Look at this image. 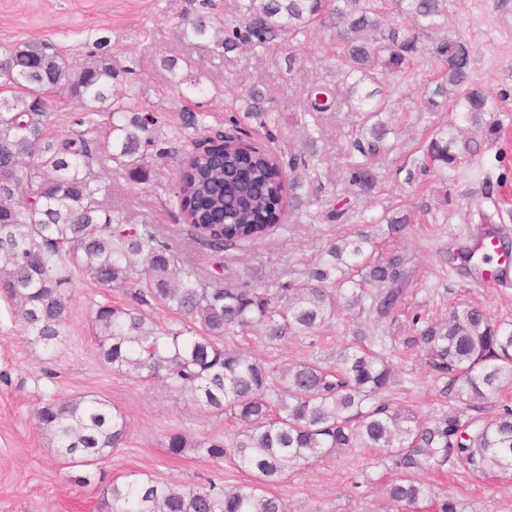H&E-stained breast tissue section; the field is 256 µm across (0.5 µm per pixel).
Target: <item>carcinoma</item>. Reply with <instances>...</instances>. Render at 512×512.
I'll use <instances>...</instances> for the list:
<instances>
[{
  "instance_id": "obj_1",
  "label": "carcinoma",
  "mask_w": 512,
  "mask_h": 512,
  "mask_svg": "<svg viewBox=\"0 0 512 512\" xmlns=\"http://www.w3.org/2000/svg\"><path fill=\"white\" fill-rule=\"evenodd\" d=\"M240 25L183 20L178 37L196 41L214 56L240 46L285 43L312 24L336 30V55L350 83L339 94L314 85L306 108L317 112L347 106L357 113L352 146L361 160L349 167L348 187L368 194L378 185L375 161L385 151L386 126L374 120L386 111L387 78L403 74L427 55L441 75L426 98L429 111L448 109L427 147L430 167L451 165L476 148L459 143L460 125H478L498 111L487 91L471 81L474 51L448 38L428 48V34L448 19V0H243ZM118 70L108 51L76 65L49 40H28L0 52V290L14 307L28 341L51 352L70 322L63 285L74 271L104 288H128L136 304H96L92 332L99 359L115 372L159 382L195 406L226 415L235 431L190 441L166 437L168 452L199 450L214 461L231 460L252 483L228 487L214 479L187 485L129 475L105 484L108 512H288L270 491L313 459L366 449L386 455L398 471L387 484L388 508L457 512L420 477L464 463L478 472L512 477V406L495 418L467 415L476 403L512 388V324L492 320L478 306L454 307L444 319L408 320V334L386 336L411 278L404 256L382 257L378 242L356 232L332 243L325 257L279 288L260 282L226 287L224 264L204 276L186 266L151 224H127L103 200L106 186L96 168L110 162L137 183L149 180L148 150L170 148L156 138V115L140 93L113 88ZM64 92L80 109L103 118L105 136L83 133L58 139L46 133L49 102ZM262 95L249 93L246 112L267 126ZM248 166L262 182L224 190V178ZM298 181L261 149L224 154L221 149L188 154L176 203L194 238L216 253L256 242L280 227L283 198L298 201ZM155 302L180 316L160 325L141 309ZM364 325L336 363L302 360L270 366L226 343L256 327L267 341L312 336L343 313ZM418 350L440 393L465 408L421 417L395 400L387 343ZM39 427L71 467L94 466L112 456L129 436L125 416L93 395L38 403Z\"/></svg>"
}]
</instances>
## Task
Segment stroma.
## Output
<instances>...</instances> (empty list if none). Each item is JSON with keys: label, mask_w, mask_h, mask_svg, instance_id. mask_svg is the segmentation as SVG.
<instances>
[{"label": "stroma", "mask_w": 512, "mask_h": 512, "mask_svg": "<svg viewBox=\"0 0 512 512\" xmlns=\"http://www.w3.org/2000/svg\"><path fill=\"white\" fill-rule=\"evenodd\" d=\"M220 16L238 20L237 0H0V47L29 38L46 39L70 62L107 46L121 73L117 90L138 86L141 102L159 119V138L184 131L185 137L165 158H153L151 179L135 183L105 174L106 201L122 210L128 223L152 224L185 260L207 272L224 263V282L280 284L317 263L330 241L359 228L385 238L386 250L404 254L413 272L405 303L406 316L436 318L454 304L483 307L498 321L512 323V278L499 287L477 285L461 257L480 211L495 212L509 230L512 243V0H448L443 35L467 39L474 49L472 78L493 95L500 110L501 131L481 140L476 153L455 168L423 172V149L447 112H430L425 94L437 73L435 62L406 77L390 80L384 121L397 128L389 136V152L380 157L379 183L369 195L352 193L346 176L358 157L347 136L353 115L348 110L305 111L311 84L342 87L336 67V46L322 27L300 34L286 45L234 51L217 59L203 47L180 41L181 18ZM180 60L181 76H196L202 94L175 87L162 61ZM259 90L263 107L276 119L263 129L244 111V101ZM207 113L208 125L219 130L240 128L275 152L282 166L304 157L297 168L303 203L286 208L282 224L270 237L247 242L215 256L192 240L172 199L179 170L193 142L192 115ZM81 114L67 96L50 102L48 130L58 138L78 131L97 136L92 124H79ZM341 220H329L333 209ZM407 216L406 229L387 237L383 216ZM71 319L64 342L53 352L30 344L10 301L0 293V512H98L100 490L113 478L145 473L164 482L194 483L211 477L224 485L248 483L249 476L228 462L217 464L189 451L170 455L165 436L181 432L195 439L224 433V418L184 402L156 384L112 371L98 358L91 320L97 303L130 302L126 290L101 287L82 273L65 286ZM354 314L340 317L310 337H291L274 345L259 332L235 336L231 347L261 356L272 364L317 359L333 364L351 337ZM400 383L402 404L420 413H439L454 406L440 395V384L416 351L387 348ZM96 395L126 417L130 435L111 459L80 470L58 456L50 434L36 427L33 407L54 396ZM395 471L383 454L357 450L312 463L274 488L288 512H377L387 481ZM86 476L79 484L77 476ZM439 493L452 497L458 512H512V483L458 465L447 474L424 472Z\"/></svg>", "instance_id": "stroma-1"}]
</instances>
